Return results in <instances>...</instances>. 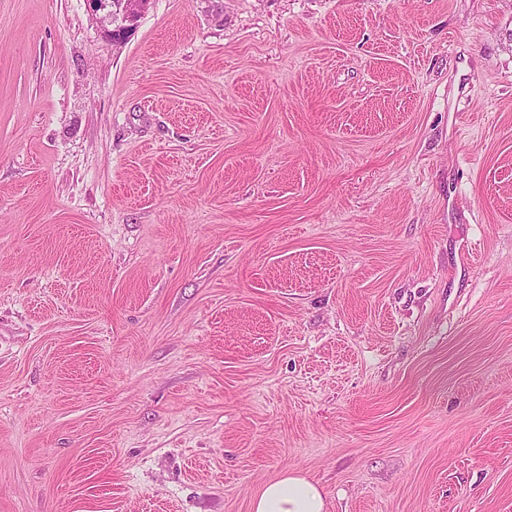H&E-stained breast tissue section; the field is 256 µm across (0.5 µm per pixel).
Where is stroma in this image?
<instances>
[{
    "mask_svg": "<svg viewBox=\"0 0 512 512\" xmlns=\"http://www.w3.org/2000/svg\"><path fill=\"white\" fill-rule=\"evenodd\" d=\"M512 512V0H0V512ZM87 2L95 16L99 12H103L100 20L107 22V25L104 26V33L114 36V40H121V33H127L128 29L134 26L146 9L149 0H87ZM326 508L318 485L295 471L266 483L251 503V512H326Z\"/></svg>",
    "mask_w": 512,
    "mask_h": 512,
    "instance_id": "1",
    "label": "stroma"
}]
</instances>
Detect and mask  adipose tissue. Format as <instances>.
<instances>
[{"label":"adipose tissue","mask_w":512,"mask_h":512,"mask_svg":"<svg viewBox=\"0 0 512 512\" xmlns=\"http://www.w3.org/2000/svg\"><path fill=\"white\" fill-rule=\"evenodd\" d=\"M326 508L318 485L293 471L266 483L251 503V512H326Z\"/></svg>","instance_id":"ef3b65f1"}]
</instances>
